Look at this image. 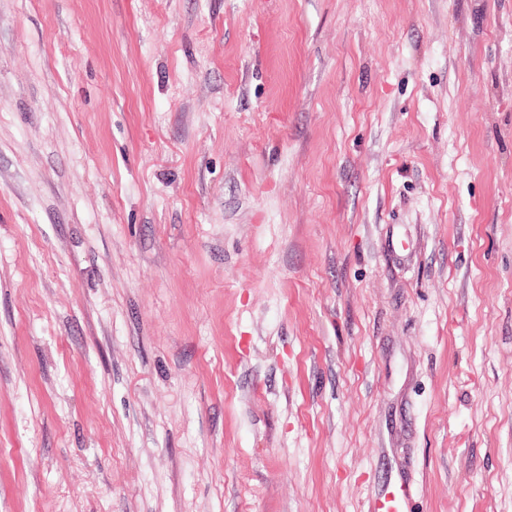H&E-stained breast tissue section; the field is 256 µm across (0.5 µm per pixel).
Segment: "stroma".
<instances>
[{
  "label": "stroma",
  "mask_w": 512,
  "mask_h": 512,
  "mask_svg": "<svg viewBox=\"0 0 512 512\" xmlns=\"http://www.w3.org/2000/svg\"><path fill=\"white\" fill-rule=\"evenodd\" d=\"M512 512V0H0V512ZM414 492L415 489L410 483L403 482L384 496L377 498L369 512H401L402 502L411 498Z\"/></svg>",
  "instance_id": "1"
}]
</instances>
